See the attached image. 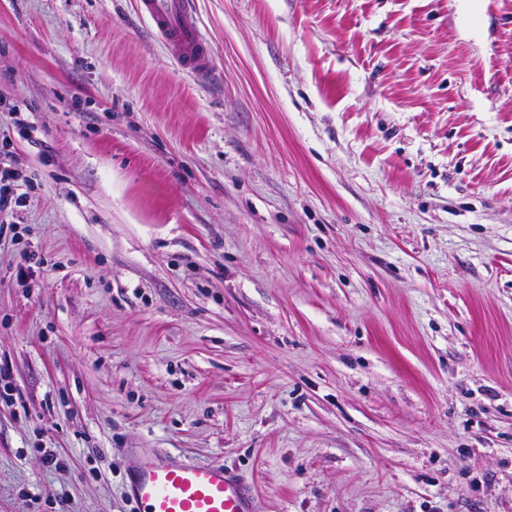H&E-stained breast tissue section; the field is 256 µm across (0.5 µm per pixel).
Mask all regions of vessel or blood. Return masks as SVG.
Segmentation results:
<instances>
[{
  "instance_id": "b4317fda",
  "label": "vessel or blood",
  "mask_w": 512,
  "mask_h": 512,
  "mask_svg": "<svg viewBox=\"0 0 512 512\" xmlns=\"http://www.w3.org/2000/svg\"><path fill=\"white\" fill-rule=\"evenodd\" d=\"M166 53L187 75L214 67L213 49L197 18L196 0H137ZM129 496L138 512H256V496L221 466L141 460L132 468Z\"/></svg>"
}]
</instances>
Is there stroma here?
I'll list each match as a JSON object with an SVG mask.
<instances>
[{
  "label": "stroma",
  "instance_id": "35a3bbf8",
  "mask_svg": "<svg viewBox=\"0 0 512 512\" xmlns=\"http://www.w3.org/2000/svg\"><path fill=\"white\" fill-rule=\"evenodd\" d=\"M197 6L0 0V512H512V0ZM166 53L187 75L204 78L213 70V49L197 18L196 0H137ZM25 183L21 182L17 173L4 166L0 151V215L13 213L20 207L26 197L23 191ZM129 496L139 512H256V496L223 466L140 460Z\"/></svg>",
  "mask_w": 512,
  "mask_h": 512
}]
</instances>
